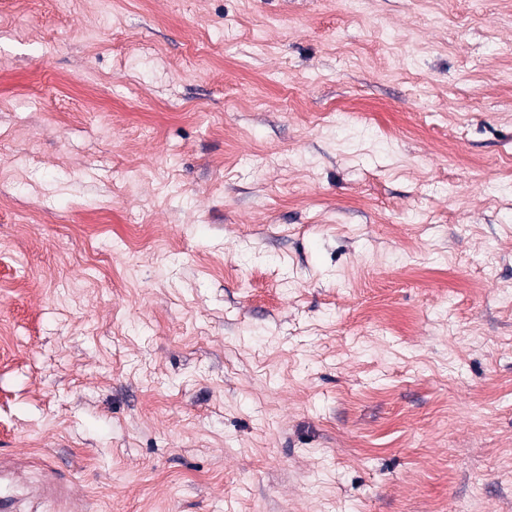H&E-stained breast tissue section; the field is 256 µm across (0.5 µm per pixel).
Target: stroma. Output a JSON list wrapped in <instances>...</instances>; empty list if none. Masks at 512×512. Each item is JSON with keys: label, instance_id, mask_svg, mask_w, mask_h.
I'll return each mask as SVG.
<instances>
[{"label": "stroma", "instance_id": "1", "mask_svg": "<svg viewBox=\"0 0 512 512\" xmlns=\"http://www.w3.org/2000/svg\"><path fill=\"white\" fill-rule=\"evenodd\" d=\"M512 0H0V457L89 512H512Z\"/></svg>", "mask_w": 512, "mask_h": 512}]
</instances>
